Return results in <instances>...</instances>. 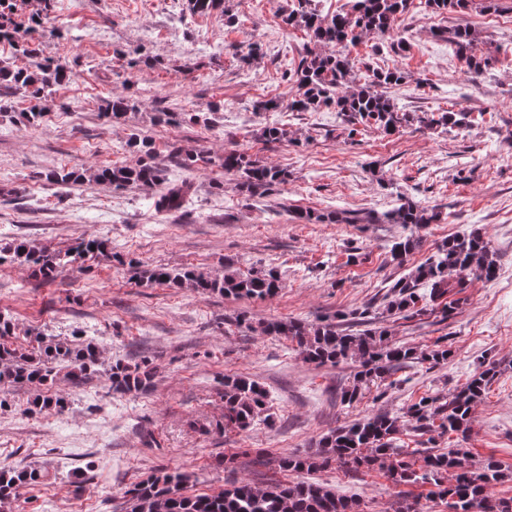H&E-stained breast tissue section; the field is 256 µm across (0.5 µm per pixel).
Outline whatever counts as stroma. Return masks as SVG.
<instances>
[{
    "mask_svg": "<svg viewBox=\"0 0 512 512\" xmlns=\"http://www.w3.org/2000/svg\"><path fill=\"white\" fill-rule=\"evenodd\" d=\"M498 0H475L463 13L425 11L413 0L397 28L406 41L392 50L377 39L376 66H399L403 84L390 97L409 112L480 111L483 122L449 130L409 124L391 135L368 128L348 136L331 109L292 112L297 93L280 81L284 61L300 58L310 43L283 26L286 0H224V12L191 13L187 0H56L54 14L65 38L40 40L38 61L68 65L70 83L55 87L39 122L24 117L31 106L21 92L0 96V244L20 238L64 253L81 238L106 243L103 253L76 259L54 279L34 277L17 263L0 264V312L11 316L14 346L36 343L76 347L95 343L99 362L83 384L59 370L54 393L63 412L29 414L35 389L0 385V467L41 470L44 481L23 488L14 512H125V491L162 468L190 473L188 494L227 486L228 474L266 488L291 481L275 459L315 447L330 429L387 413L401 417L423 396L450 397L478 372L494 378L472 411L467 435L428 439L403 422L393 442L414 465L430 453L460 448L471 462L502 463L504 481L493 488L512 497V12ZM234 15L236 27L225 26ZM475 30L481 52L497 57L492 68L468 77L466 65L443 33ZM258 41L261 53L243 63L224 45ZM123 96L135 107L120 121L105 113ZM280 108L258 112L257 102ZM161 112H202L205 123L167 124ZM275 124L285 139L266 143L261 128ZM151 139L162 180L116 188L93 182L63 187L47 182L58 168L132 166L138 157L130 135ZM205 150L213 158L236 149L252 159L288 169L287 183L264 197L242 193L223 168L185 169L174 149ZM192 185L189 202L161 212L154 201L168 183ZM410 200L439 211V222L414 232L415 266L451 236L480 231L498 256L490 282L466 289V300L444 321L425 315L383 321L390 340L424 350L441 344L448 359L413 363L389 379L363 387L346 405L355 360L318 367L303 361L295 343L266 336L263 323L308 324L364 307L383 310L388 281L403 269L390 248L406 236L398 224H302L294 211L383 213ZM245 271H278L282 288L269 299L201 294L141 282L147 267L190 268L220 275L225 264ZM153 359L158 372L143 393L110 388L115 362ZM241 372L267 392L272 421L248 431L224 425V377ZM235 456L234 472L222 461ZM363 512H448L429 498V485H395L379 469L339 466L303 472Z\"/></svg>",
    "mask_w": 512,
    "mask_h": 512,
    "instance_id": "35a3bbf8",
    "label": "stroma"
}]
</instances>
